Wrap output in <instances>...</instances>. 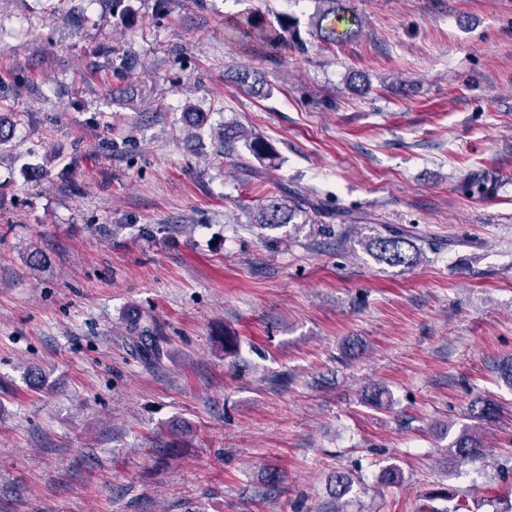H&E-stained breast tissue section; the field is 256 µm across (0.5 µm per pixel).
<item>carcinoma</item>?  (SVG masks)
I'll return each instance as SVG.
<instances>
[{
    "label": "carcinoma",
    "mask_w": 512,
    "mask_h": 512,
    "mask_svg": "<svg viewBox=\"0 0 512 512\" xmlns=\"http://www.w3.org/2000/svg\"><path fill=\"white\" fill-rule=\"evenodd\" d=\"M317 11L311 17L310 28L318 37L328 42L356 36L360 26V17L350 4V0H316ZM346 25L345 31L337 29ZM238 33L251 38L257 47L270 58L275 59L287 49L300 54L307 51V42L302 39L299 20L288 14H278L270 20L258 14L249 15L234 22ZM235 81L252 93H259L264 82L257 73L242 69L235 71ZM236 138L245 141L251 157L262 160L268 156L271 147L265 141L253 137L241 130ZM303 215L308 221L315 220L320 214L319 208L309 199L298 193L291 195L271 194L267 203L254 215V224L261 228L279 224H291L297 215ZM363 245L376 261L389 267L410 270L423 260V249L416 239L401 228H389L386 233H378L365 238ZM496 416V408L484 399L475 401L470 407V418L476 421H490ZM454 455L461 461L472 462L483 456L484 440L480 428L476 425L464 426L451 444Z\"/></svg>",
    "instance_id": "carcinoma-1"
}]
</instances>
